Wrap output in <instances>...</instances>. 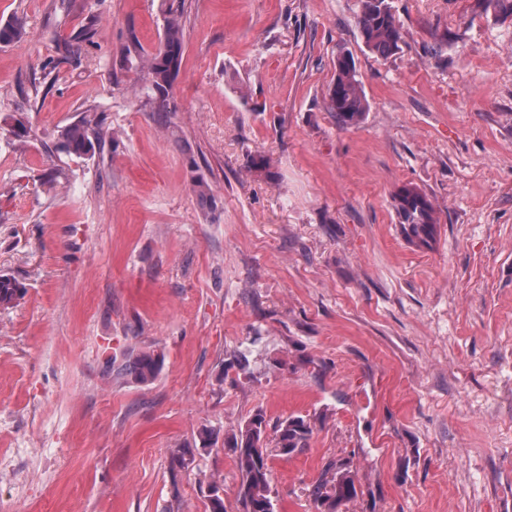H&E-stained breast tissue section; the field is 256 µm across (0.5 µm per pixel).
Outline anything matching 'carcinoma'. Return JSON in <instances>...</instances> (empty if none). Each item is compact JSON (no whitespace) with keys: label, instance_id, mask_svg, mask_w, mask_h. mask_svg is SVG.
<instances>
[{"label":"carcinoma","instance_id":"cac0c4a2","mask_svg":"<svg viewBox=\"0 0 512 512\" xmlns=\"http://www.w3.org/2000/svg\"><path fill=\"white\" fill-rule=\"evenodd\" d=\"M484 13L498 16L512 13V0H482ZM162 33L159 47L147 54L137 42L122 50L132 66L145 70L142 87L146 96L158 102L159 112L170 111L171 93L184 57L185 25L184 0H161ZM361 39L372 52L387 57L400 49L401 25L391 0H360L356 17ZM27 37L25 23L16 18L0 24V45H10ZM368 109V102L357 78L354 65L346 54L336 58L335 77L330 89L327 110L343 126L361 122ZM9 135L23 147L29 142L30 129L20 119L9 123ZM103 139L100 113L90 107L80 118L60 131L59 149L68 155H87L100 147ZM191 190L200 205L213 207L214 194L210 181L197 173L194 159H188ZM394 209L404 239L416 248H427L435 239L439 218L427 195L412 185L399 187L392 196ZM24 293L23 286L9 274L0 273V308L13 307ZM162 359L151 351L129 355L120 367L122 374L145 384L153 381L161 370ZM267 420L263 410H257L249 419L239 424L224 438V445L233 450L235 465L240 474L238 500L242 512L255 507L260 512H277L270 488V451L266 433ZM312 433L311 422L303 417H291L275 428V448L288 449L293 454L306 446ZM357 494L351 472L334 463L326 466L324 473L313 486L314 503L335 512L336 504Z\"/></svg>","mask_w":512,"mask_h":512}]
</instances>
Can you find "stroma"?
<instances>
[{
    "label": "stroma",
    "mask_w": 512,
    "mask_h": 512,
    "mask_svg": "<svg viewBox=\"0 0 512 512\" xmlns=\"http://www.w3.org/2000/svg\"><path fill=\"white\" fill-rule=\"evenodd\" d=\"M393 5L383 58L358 0H186L185 155L121 57L155 51L159 0H0L28 32L0 46V117L31 127L0 131V272L25 288L0 309V512H206L214 478L241 512L233 452L195 440L259 409L313 426L270 461L278 512H315L331 461L357 488L337 512H512V15ZM343 51L368 101L347 127L325 108ZM91 106L104 146L54 154ZM406 184L431 248L400 232ZM141 350L147 384L116 370ZM356 25L364 45L377 55L387 57L400 49L401 25L390 0H360ZM188 165L190 168V185L191 190L196 196L200 205H202L206 209H212L214 203V194L213 189L210 184V181L204 174L197 173V165L192 159V157H188ZM392 199L404 239L416 248L430 247L439 218L427 195L412 185H403Z\"/></svg>",
    "instance_id": "1"
}]
</instances>
